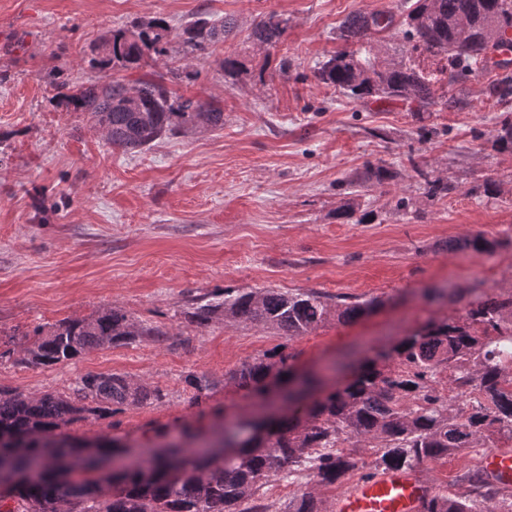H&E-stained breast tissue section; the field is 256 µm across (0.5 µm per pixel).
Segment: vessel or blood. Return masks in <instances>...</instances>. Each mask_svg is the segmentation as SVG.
<instances>
[{"label":"vessel or blood","instance_id":"b4317fda","mask_svg":"<svg viewBox=\"0 0 512 512\" xmlns=\"http://www.w3.org/2000/svg\"><path fill=\"white\" fill-rule=\"evenodd\" d=\"M479 465L501 487L512 488V448H490ZM431 484L416 471L388 470L358 481L337 497L335 512H420Z\"/></svg>","mask_w":512,"mask_h":512}]
</instances>
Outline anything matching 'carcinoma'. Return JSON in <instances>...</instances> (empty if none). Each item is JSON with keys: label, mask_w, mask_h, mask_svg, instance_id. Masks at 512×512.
I'll use <instances>...</instances> for the list:
<instances>
[{"label": "carcinoma", "mask_w": 512, "mask_h": 512, "mask_svg": "<svg viewBox=\"0 0 512 512\" xmlns=\"http://www.w3.org/2000/svg\"><path fill=\"white\" fill-rule=\"evenodd\" d=\"M512 28V0H404L400 13H357L345 19L341 37L349 48L313 71L315 80L358 101H401L409 112H428L445 97L448 84L468 76L512 42L498 33ZM233 26L205 12L174 29L163 17H150L112 29L88 58L90 68L112 75L76 85H53L58 104L85 113L115 150L140 152L159 140L197 130L224 128V111L196 98L176 97L171 85L190 81V65L166 74L142 71L148 62L169 54L178 40L183 56L202 59L224 42ZM288 20L264 16L252 37L263 47L282 42ZM399 34L409 48L381 60L378 44ZM446 60L428 72L413 53ZM512 64L491 87L503 105L512 101ZM500 152L512 154V117L504 115L494 135ZM430 198L448 192V183L421 170ZM497 241L481 234L452 239L448 250L484 253ZM378 301H347L318 291L278 288H226L205 294L183 311L196 330L212 325H250L282 336H303L331 321L347 324L369 315ZM27 344L0 349V360L25 367L66 363L94 348L117 347L137 340L155 341L169 332L141 325L113 306L89 318H65L36 326ZM295 354L278 345L243 362L224 376L253 399L251 410L227 419L218 413L207 435L185 425L179 441L158 435L152 452L134 459L115 439L97 442L98 459L82 454L81 444L58 434L61 427L89 416L103 419L128 406L161 402L157 385L124 374L96 373L80 378L73 395L54 392L26 395L0 386V468L41 471L39 481L19 486L12 512H54L70 504L82 512H273L266 484L274 479L332 486L366 470L371 476L389 468L416 469L445 460L476 441L493 445L512 439V293L505 298L469 302L464 319L430 320L401 339L380 360L362 366L343 387L324 389L315 373H293ZM448 373L443 387L438 374ZM198 404L215 387L204 375L184 378ZM283 393L281 410L265 414L268 388ZM265 434L234 440L233 425ZM354 441L373 449L364 461L340 448ZM117 467L101 471L100 462ZM461 491L436 489L422 512H495L489 503L499 489L480 472L460 477ZM281 512H325L314 493L295 496Z\"/></svg>", "instance_id": "obj_1"}]
</instances>
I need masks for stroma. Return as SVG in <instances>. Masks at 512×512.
<instances>
[{"mask_svg":"<svg viewBox=\"0 0 512 512\" xmlns=\"http://www.w3.org/2000/svg\"><path fill=\"white\" fill-rule=\"evenodd\" d=\"M400 0H0V335L117 306L171 333L163 343L93 349L65 364L28 368L0 362V385L26 394L70 393L89 373L117 372L160 386L163 402L129 406L105 419L66 426L92 440L176 430L203 407L242 414L251 401L224 386L225 373L287 345L302 370L329 373L346 353L373 356L429 319L466 315V289L512 293V154L493 135L502 112L479 71L449 88L448 102L415 118L400 104L365 105L318 84L312 72L342 43L352 13L396 10ZM208 10L233 33L199 76L178 87L224 110V127L159 141L132 154L112 150L84 113L58 105L47 80L63 69L81 83L93 44L114 28L149 17L171 26ZM288 20L282 43L266 49L252 30L264 15ZM227 55L243 69L225 76ZM391 179L366 181L368 165ZM447 180L428 198L419 169ZM494 177L499 195L477 194ZM352 208L364 223L337 220ZM481 233L490 254L449 251L448 242ZM452 285L450 300L426 297ZM316 290L380 307L352 324L331 322L282 336L250 326L189 327L190 300L224 288ZM217 386L195 406L185 375ZM486 446L428 464L434 487L479 468Z\"/></svg>","mask_w":512,"mask_h":512,"instance_id":"35a3bbf8","label":"stroma"}]
</instances>
